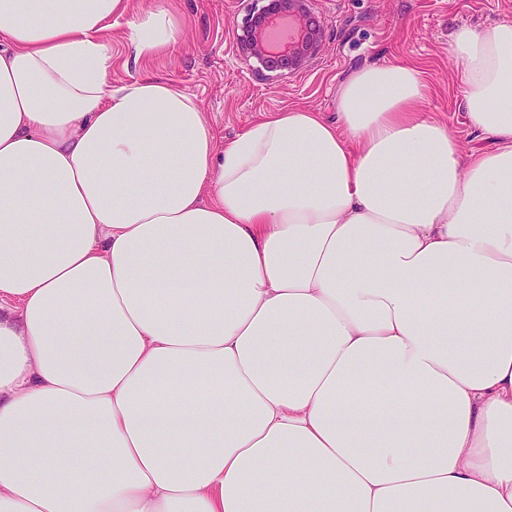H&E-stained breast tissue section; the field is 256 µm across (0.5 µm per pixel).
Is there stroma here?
<instances>
[{
    "mask_svg": "<svg viewBox=\"0 0 512 512\" xmlns=\"http://www.w3.org/2000/svg\"><path fill=\"white\" fill-rule=\"evenodd\" d=\"M169 8L182 20L184 40L168 53L131 63L128 17L113 19V83L148 71L168 78L198 101L219 139L229 140L274 112L303 107L336 117V86L362 65L392 61L422 70L432 94L430 115L446 124L462 154L494 149L462 112L461 78L448 58L458 26L512 22V0H314L326 30L325 45L305 72L279 77L254 74L238 57L233 33L245 14L243 0H132L133 11Z\"/></svg>",
    "mask_w": 512,
    "mask_h": 512,
    "instance_id": "stroma-1",
    "label": "stroma"
}]
</instances>
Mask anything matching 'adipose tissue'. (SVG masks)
Returning a JSON list of instances; mask_svg holds the SVG:
<instances>
[{
	"label": "adipose tissue",
	"instance_id": "adipose-tissue-1",
	"mask_svg": "<svg viewBox=\"0 0 512 512\" xmlns=\"http://www.w3.org/2000/svg\"><path fill=\"white\" fill-rule=\"evenodd\" d=\"M130 9L0 0V512H512V23L466 160L391 62L219 142Z\"/></svg>",
	"mask_w": 512,
	"mask_h": 512
}]
</instances>
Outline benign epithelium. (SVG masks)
<instances>
[{
  "label": "benign epithelium",
  "mask_w": 512,
  "mask_h": 512,
  "mask_svg": "<svg viewBox=\"0 0 512 512\" xmlns=\"http://www.w3.org/2000/svg\"><path fill=\"white\" fill-rule=\"evenodd\" d=\"M233 37L236 55L265 76L305 71L322 50L324 28L312 0H247Z\"/></svg>",
  "instance_id": "obj_1"
}]
</instances>
